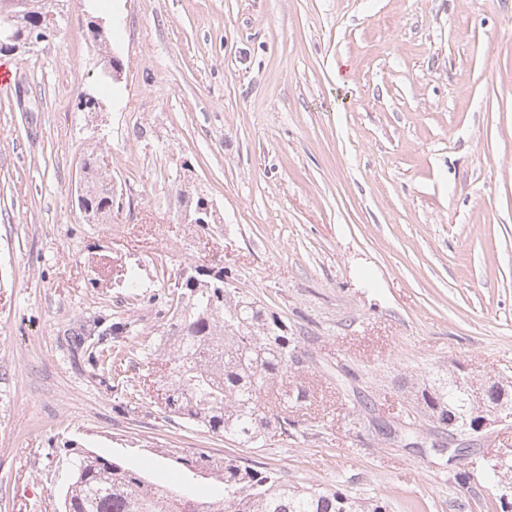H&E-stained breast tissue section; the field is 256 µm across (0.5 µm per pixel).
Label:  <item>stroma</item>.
<instances>
[{
	"mask_svg": "<svg viewBox=\"0 0 512 512\" xmlns=\"http://www.w3.org/2000/svg\"><path fill=\"white\" fill-rule=\"evenodd\" d=\"M1 67L19 76L0 89V512H55L70 441L170 490L189 486L160 446L391 512H490L486 463L512 452V422L452 465L368 434L352 402L394 424L403 378L512 380V0H62L57 31ZM93 151L108 224L75 203ZM182 189L219 223H181ZM214 259L308 338L297 435L244 448L131 409L99 369L116 318L128 347L158 332L163 269ZM93 323L98 350L76 346Z\"/></svg>",
	"mask_w": 512,
	"mask_h": 512,
	"instance_id": "obj_1",
	"label": "stroma"
}]
</instances>
